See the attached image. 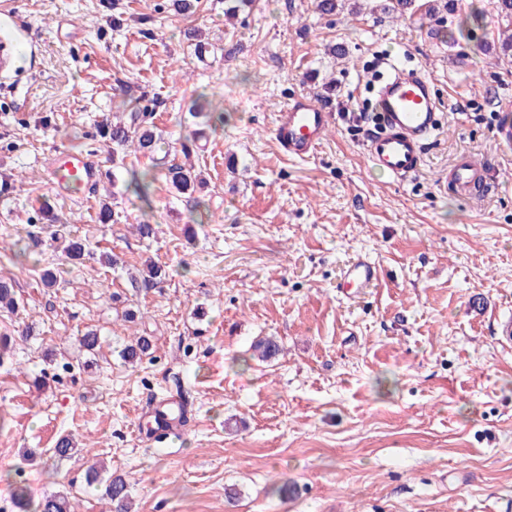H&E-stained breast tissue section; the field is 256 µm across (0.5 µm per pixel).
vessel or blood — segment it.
<instances>
[{
    "instance_id": "obj_1",
    "label": "vessel or blood",
    "mask_w": 512,
    "mask_h": 512,
    "mask_svg": "<svg viewBox=\"0 0 512 512\" xmlns=\"http://www.w3.org/2000/svg\"><path fill=\"white\" fill-rule=\"evenodd\" d=\"M380 128L367 135L364 149L372 164L387 176L403 180L415 174L428 138L441 124L439 103L432 80L423 72L399 73L380 87L376 101ZM332 114L316 100L299 97L275 117L272 134L288 156L304 158L321 146ZM50 173L57 185L89 188L98 177V164L86 153L64 152L57 156ZM491 183L487 165L463 155L448 171L447 188L464 198H476ZM377 279L373 263L359 257L345 269L340 287L367 288ZM180 412L177 397L156 402L152 414L163 433L176 432Z\"/></svg>"
}]
</instances>
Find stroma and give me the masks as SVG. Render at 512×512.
<instances>
[{"label": "stroma", "mask_w": 512, "mask_h": 512, "mask_svg": "<svg viewBox=\"0 0 512 512\" xmlns=\"http://www.w3.org/2000/svg\"><path fill=\"white\" fill-rule=\"evenodd\" d=\"M380 5L342 0L327 16L315 0H255L229 22L224 0L184 14L172 0H17L23 70L0 73V245L22 240L57 283L0 260L20 303L0 312L15 336L0 364V497L22 482L33 498L67 493L78 512H110L88 482L101 462L127 480L132 512H512V346L498 335L512 319V146L497 140L512 56L495 11L472 39ZM381 57L425 70L443 114L402 181L372 167L351 119ZM194 89L224 109L191 157L204 187L177 196L162 159L139 157L156 176L148 202L118 182L100 223L112 149L97 125L144 98L180 156ZM297 96L334 114L305 159L271 134ZM63 151L95 157L96 187L52 184ZM465 154L494 176L476 200L443 187ZM43 199L94 258L71 263L47 231L27 238ZM142 221L153 236L138 235ZM359 255L378 279L341 293ZM148 260L159 287H132ZM89 329L105 346L79 368ZM138 336L151 353L125 362ZM261 337L279 346L264 362ZM169 394L186 421L151 437L148 412ZM63 435L78 450L61 460Z\"/></svg>", "instance_id": "stroma-1"}]
</instances>
